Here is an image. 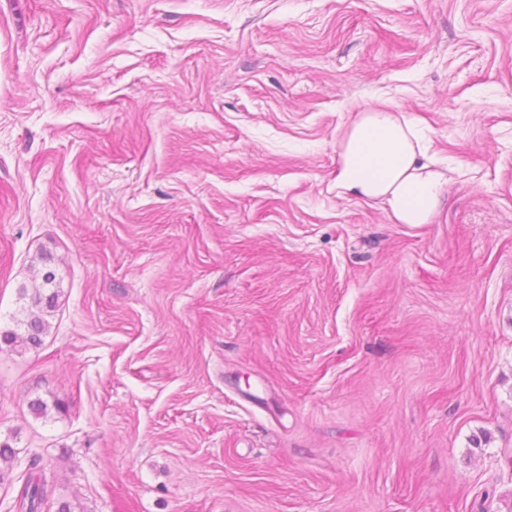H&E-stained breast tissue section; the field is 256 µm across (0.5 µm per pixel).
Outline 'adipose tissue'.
I'll return each instance as SVG.
<instances>
[{
  "label": "adipose tissue",
  "instance_id": "ef3b65f1",
  "mask_svg": "<svg viewBox=\"0 0 512 512\" xmlns=\"http://www.w3.org/2000/svg\"><path fill=\"white\" fill-rule=\"evenodd\" d=\"M447 184L401 113L367 108L341 137L337 194L381 201L396 223H431L446 203Z\"/></svg>",
  "mask_w": 512,
  "mask_h": 512
}]
</instances>
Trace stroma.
<instances>
[{"label": "stroma", "mask_w": 512, "mask_h": 512, "mask_svg": "<svg viewBox=\"0 0 512 512\" xmlns=\"http://www.w3.org/2000/svg\"><path fill=\"white\" fill-rule=\"evenodd\" d=\"M376 104L431 223L336 193ZM46 252L0 512H512V0H0L1 333ZM43 273L41 275L42 287L35 288L29 296L31 306L38 311L33 312L30 320L26 324L25 334L19 336L17 333L10 331L0 334V341L8 346L21 347L24 349L38 348L43 341V334L48 326L47 316H51L56 309L60 288L57 287L56 275L52 269H47L53 257L51 254L42 256ZM51 487L46 476H30L21 493L19 503L20 511L42 512L43 509H50L57 504V512H71L70 506L66 502H54L51 498Z\"/></svg>", "instance_id": "35a3bbf8"}]
</instances>
